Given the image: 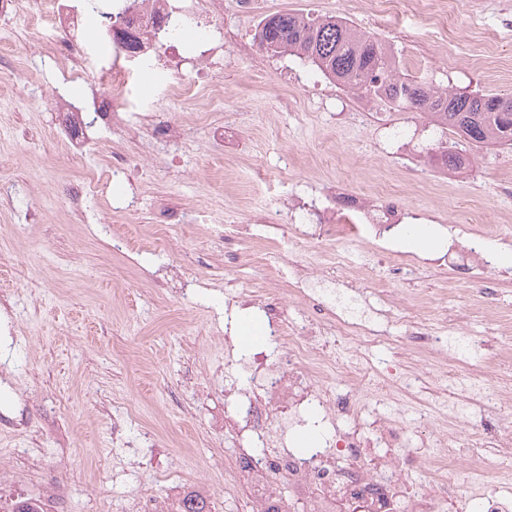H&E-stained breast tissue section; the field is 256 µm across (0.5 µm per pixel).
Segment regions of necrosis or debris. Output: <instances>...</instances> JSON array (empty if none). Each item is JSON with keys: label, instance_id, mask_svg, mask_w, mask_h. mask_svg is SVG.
I'll use <instances>...</instances> for the list:
<instances>
[{"label": "necrosis or debris", "instance_id": "4bbe7bcc", "mask_svg": "<svg viewBox=\"0 0 512 512\" xmlns=\"http://www.w3.org/2000/svg\"><path fill=\"white\" fill-rule=\"evenodd\" d=\"M165 3L151 0L150 7L132 16L139 64H148L157 52L153 36L169 21ZM72 9V0H0V20L22 16L44 21V52L69 57L75 63L73 77L80 78L87 58L58 30L62 13ZM53 106L65 130V152L79 158L88 150L89 116L122 131L140 118L145 103L131 70L122 67L104 72L92 110L62 97L54 98ZM127 171V161L114 158L106 169L71 184L66 194L73 204H81L85 198L103 195L108 183L122 179ZM336 205L340 223L320 226L328 241L340 238L347 224H399L407 215L404 196L387 184L368 194H337ZM245 298L262 305L267 336L283 345L286 354L282 366L225 358L226 366L246 375L249 384L242 387L231 380L225 386L234 403L224 411V430L245 432L248 445L225 448L224 462L236 474L237 487L263 512L271 506L289 512L295 502L303 504V512H338L341 505L352 503L362 505L364 512H474L487 501L498 512H512L511 490L483 478L468 487L462 484L465 470L480 471L490 458L512 470V374L497 369L511 354L495 353L484 371L464 381L449 367L442 333L437 322L425 316V301L419 295L400 301L380 320H359L321 307L299 325L286 320L274 292L246 289L229 294L228 301ZM394 322L405 328L414 365L385 379L362 352L389 341ZM331 338L356 345V352L346 360L329 353ZM427 378L435 393L486 408L491 419L462 433L448 417L432 438L409 445L402 420L372 406L367 392L377 387L389 398L414 396ZM315 409L323 414L324 439L300 453L287 449L288 432L307 426ZM280 485L287 486V494L277 493Z\"/></svg>", "mask_w": 512, "mask_h": 512}]
</instances>
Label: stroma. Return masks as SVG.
I'll list each match as a JSON object with an SVG mask.
<instances>
[{"label":"stroma","instance_id":"stroma-1","mask_svg":"<svg viewBox=\"0 0 512 512\" xmlns=\"http://www.w3.org/2000/svg\"><path fill=\"white\" fill-rule=\"evenodd\" d=\"M223 2L194 43L159 33L156 58L186 77L220 81L223 102L173 104L151 86L148 123L121 136L104 131L81 162L63 151L51 99L84 98L88 83L63 82L70 59L42 57L40 35L26 21L0 25V55L43 71L37 88L0 83V468L22 465L18 449L45 453L38 481L0 485V508L63 486L69 512H124L125 494L147 484L169 487L175 505L198 491L212 512H249L215 467L232 441L224 431V339L234 337L238 357L262 350L236 336L239 324L260 325L264 316L227 313L224 297L264 287L258 250L266 237L291 245L300 261L320 254L313 274L335 283L327 304L359 314L387 310V294L419 293L433 316L466 314L449 352L467 350L479 364L512 345V265L497 261L500 250H512V193L502 188L512 179V148L467 146L472 166L448 177L434 156L438 146H454L452 132L421 112L389 109L375 119L367 98L309 60L266 52L255 38L259 19L277 12L343 17L391 47L404 73L512 96V0H460L442 27L415 11L377 12L370 0H256L250 13L238 0ZM186 112L193 120L183 137L152 144V124L181 122ZM110 152L135 158L132 182L114 187L141 199L127 229L142 251L129 260L106 208L90 199L78 210L64 196L67 183ZM379 182L402 191L413 223L433 225L434 251L413 248L402 224L335 245L319 239L314 220H293L298 202L318 210L336 191L366 192ZM190 204L251 225L253 241L233 246L229 260L207 228L181 232L152 221L155 211ZM259 205L272 208V223H256ZM454 245L495 258L494 302L456 265ZM389 249L414 261L417 279H402ZM162 262L196 280L189 300L146 283ZM263 350L273 363L285 356L272 345Z\"/></svg>","mask_w":512,"mask_h":512}]
</instances>
